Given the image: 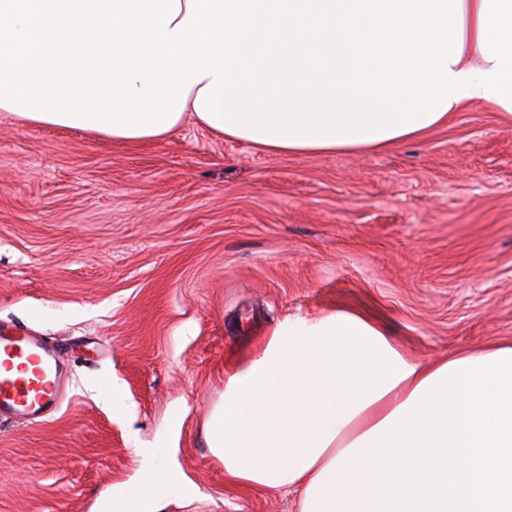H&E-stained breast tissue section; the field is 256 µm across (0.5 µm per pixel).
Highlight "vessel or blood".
<instances>
[{"mask_svg": "<svg viewBox=\"0 0 512 512\" xmlns=\"http://www.w3.org/2000/svg\"><path fill=\"white\" fill-rule=\"evenodd\" d=\"M62 398L61 359L41 340L0 329V418L33 421Z\"/></svg>", "mask_w": 512, "mask_h": 512, "instance_id": "obj_1", "label": "vessel or blood"}]
</instances>
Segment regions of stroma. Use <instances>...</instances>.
Here are the masks:
<instances>
[{
	"label": "stroma",
	"mask_w": 512,
	"mask_h": 512,
	"mask_svg": "<svg viewBox=\"0 0 512 512\" xmlns=\"http://www.w3.org/2000/svg\"><path fill=\"white\" fill-rule=\"evenodd\" d=\"M344 308L429 360L512 341V122L479 104L380 151L276 154L186 119L128 145L0 113V324L66 397L0 420V512H299L205 440L224 369L288 315ZM155 451L144 464L138 451ZM166 481L160 477L142 488L136 495V502L129 511L156 512L155 505L166 491Z\"/></svg>",
	"instance_id": "35a3bbf8"
}]
</instances>
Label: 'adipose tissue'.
<instances>
[{"mask_svg":"<svg viewBox=\"0 0 512 512\" xmlns=\"http://www.w3.org/2000/svg\"><path fill=\"white\" fill-rule=\"evenodd\" d=\"M482 103L512 120V0H0V112L124 143L193 115L282 154L383 149ZM228 480L300 512H512V343L423 362L343 310L224 372Z\"/></svg>","mask_w":512,"mask_h":512,"instance_id":"obj_1","label":"adipose tissue"}]
</instances>
